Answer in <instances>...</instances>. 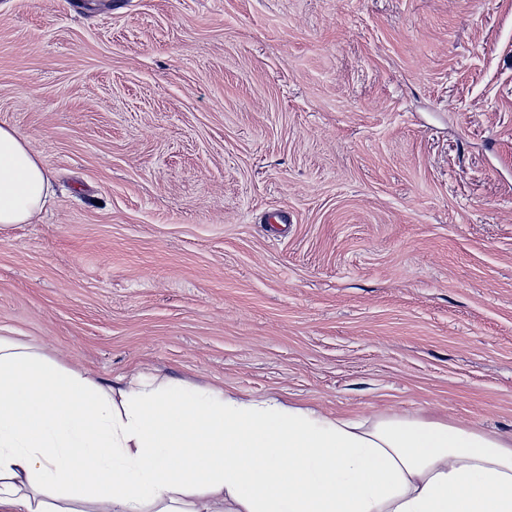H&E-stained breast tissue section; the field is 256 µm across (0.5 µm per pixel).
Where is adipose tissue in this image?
Segmentation results:
<instances>
[{
  "label": "adipose tissue",
  "mask_w": 512,
  "mask_h": 512,
  "mask_svg": "<svg viewBox=\"0 0 512 512\" xmlns=\"http://www.w3.org/2000/svg\"><path fill=\"white\" fill-rule=\"evenodd\" d=\"M52 193L0 126V224ZM512 512V440L156 381L105 385L0 336V512Z\"/></svg>",
  "instance_id": "adipose-tissue-1"
}]
</instances>
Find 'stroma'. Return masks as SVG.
<instances>
[{
	"mask_svg": "<svg viewBox=\"0 0 512 512\" xmlns=\"http://www.w3.org/2000/svg\"><path fill=\"white\" fill-rule=\"evenodd\" d=\"M2 124L1 336L512 436V0H0ZM52 182L38 153L10 126H0V224H32Z\"/></svg>",
	"mask_w": 512,
	"mask_h": 512,
	"instance_id": "1",
	"label": "stroma"
}]
</instances>
